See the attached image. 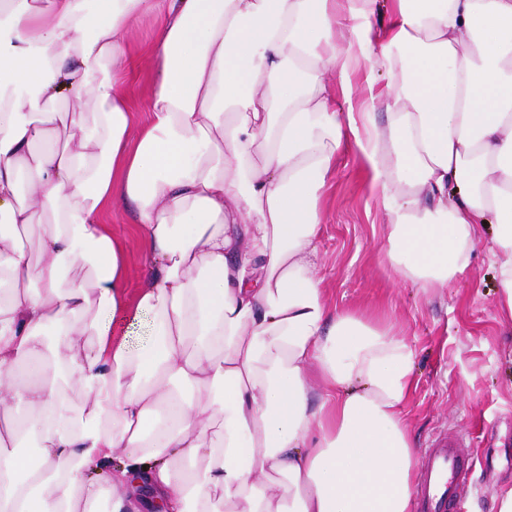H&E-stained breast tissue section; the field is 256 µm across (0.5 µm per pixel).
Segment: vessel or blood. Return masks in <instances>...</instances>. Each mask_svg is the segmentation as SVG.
Listing matches in <instances>:
<instances>
[{
    "mask_svg": "<svg viewBox=\"0 0 512 512\" xmlns=\"http://www.w3.org/2000/svg\"><path fill=\"white\" fill-rule=\"evenodd\" d=\"M468 467L459 441L436 439L420 464L415 512H461L463 479Z\"/></svg>",
    "mask_w": 512,
    "mask_h": 512,
    "instance_id": "vessel-or-blood-1",
    "label": "vessel or blood"
}]
</instances>
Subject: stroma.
I'll return each instance as SVG.
<instances>
[{"label":"stroma","mask_w":512,"mask_h":512,"mask_svg":"<svg viewBox=\"0 0 512 512\" xmlns=\"http://www.w3.org/2000/svg\"><path fill=\"white\" fill-rule=\"evenodd\" d=\"M157 22L135 20L127 42L133 62L126 87L135 101L153 88L149 53ZM322 224L316 275L326 299L339 308L391 324L415 351L414 388L403 415L418 451L448 433L472 458L465 512H494L493 497L512 479V324L498 307V281L484 229L470 270L432 294L399 278L388 263L386 214L374 191L373 171L360 147L336 156V171L319 202ZM129 264V286L145 276L131 210L116 205L109 219Z\"/></svg>","instance_id":"obj_1"}]
</instances>
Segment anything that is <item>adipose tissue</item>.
Wrapping results in <instances>:
<instances>
[{
	"instance_id": "1",
	"label": "adipose tissue",
	"mask_w": 512,
	"mask_h": 512,
	"mask_svg": "<svg viewBox=\"0 0 512 512\" xmlns=\"http://www.w3.org/2000/svg\"><path fill=\"white\" fill-rule=\"evenodd\" d=\"M353 20L358 50L337 49ZM364 62L386 91L338 111L327 73ZM346 128L395 271L446 288L493 219L512 323V0H0V221L36 243L0 234V512H409L414 351L314 274ZM119 200L147 270L133 301ZM132 308L144 350L112 335ZM23 432L36 460L12 453ZM157 34V22L151 16L135 20L128 31L127 42L133 62V71L126 87L135 101L147 99L153 88V72L149 63V53Z\"/></svg>"
}]
</instances>
